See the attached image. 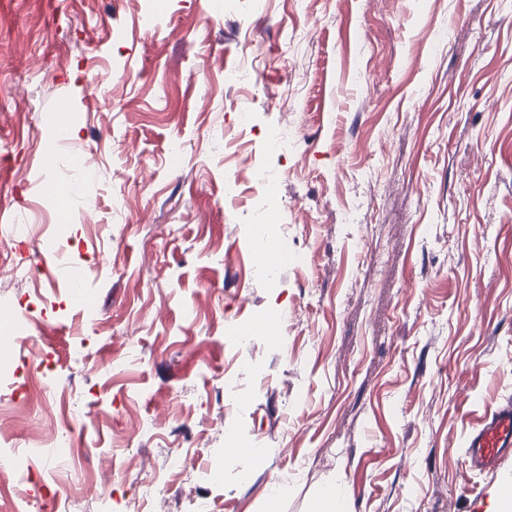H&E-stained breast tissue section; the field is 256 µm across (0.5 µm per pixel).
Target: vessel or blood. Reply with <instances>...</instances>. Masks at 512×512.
I'll use <instances>...</instances> for the list:
<instances>
[{
  "label": "vessel or blood",
  "mask_w": 512,
  "mask_h": 512,
  "mask_svg": "<svg viewBox=\"0 0 512 512\" xmlns=\"http://www.w3.org/2000/svg\"><path fill=\"white\" fill-rule=\"evenodd\" d=\"M512 458V403L500 404L490 411L480 426L472 429L466 440L465 467L484 474L498 470Z\"/></svg>",
  "instance_id": "1"
}]
</instances>
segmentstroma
<instances>
[{
  "mask_svg": "<svg viewBox=\"0 0 512 512\" xmlns=\"http://www.w3.org/2000/svg\"><path fill=\"white\" fill-rule=\"evenodd\" d=\"M0 267V512H498L512 460L462 452L512 400V0H0Z\"/></svg>",
  "mask_w": 512,
  "mask_h": 512,
  "instance_id": "35a3bbf8",
  "label": "stroma"
}]
</instances>
